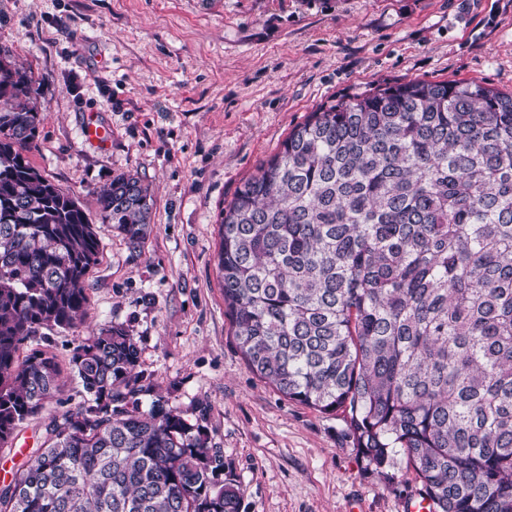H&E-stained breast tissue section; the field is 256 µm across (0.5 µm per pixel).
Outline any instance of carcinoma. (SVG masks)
Masks as SVG:
<instances>
[{
	"label": "carcinoma",
	"instance_id": "cac0c4a2",
	"mask_svg": "<svg viewBox=\"0 0 512 512\" xmlns=\"http://www.w3.org/2000/svg\"><path fill=\"white\" fill-rule=\"evenodd\" d=\"M36 81L0 47V448L69 373L85 399L44 425L0 512H239L221 451L151 393L113 324L67 363L24 351L79 326L100 239L30 161ZM98 215L141 254L152 196L133 174ZM224 303L248 367L346 413L359 454L401 455L431 512H512V92L409 81L310 114L220 214Z\"/></svg>",
	"mask_w": 512,
	"mask_h": 512
}]
</instances>
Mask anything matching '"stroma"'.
I'll return each instance as SVG.
<instances>
[{"label":"stroma","mask_w":512,"mask_h":512,"mask_svg":"<svg viewBox=\"0 0 512 512\" xmlns=\"http://www.w3.org/2000/svg\"><path fill=\"white\" fill-rule=\"evenodd\" d=\"M0 46L31 72L44 117L32 163L96 216L97 190L134 173L152 232L132 255L101 224L80 327L52 333L65 361L91 332L129 328L139 369L204 425L240 491L239 512H407L405 460L385 480L345 438L343 413L282 396L248 367L218 269L224 204L311 112L408 80L512 91V0H0ZM110 138L85 140L87 123ZM69 382L0 450V485Z\"/></svg>","instance_id":"1"}]
</instances>
